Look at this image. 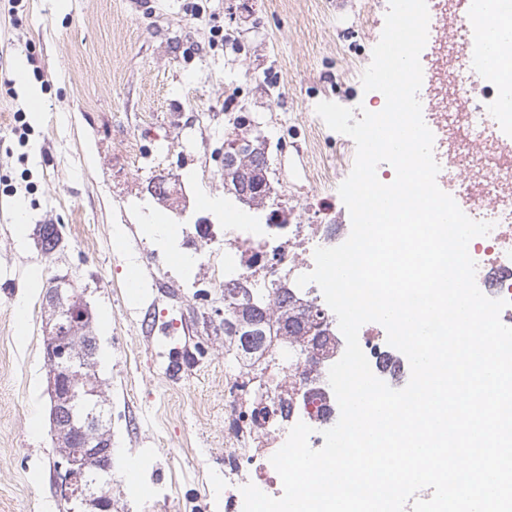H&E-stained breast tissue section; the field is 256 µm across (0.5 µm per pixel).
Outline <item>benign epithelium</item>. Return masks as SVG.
<instances>
[{
    "label": "benign epithelium",
    "mask_w": 512,
    "mask_h": 512,
    "mask_svg": "<svg viewBox=\"0 0 512 512\" xmlns=\"http://www.w3.org/2000/svg\"><path fill=\"white\" fill-rule=\"evenodd\" d=\"M93 324L84 293L68 277H53L44 297L43 331L60 489L67 500L79 502L88 512H112V499L94 492L96 479L77 481L90 474L109 477L112 471V438L97 400Z\"/></svg>",
    "instance_id": "7a95c632"
}]
</instances>
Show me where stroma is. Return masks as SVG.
<instances>
[{"label": "stroma", "mask_w": 512, "mask_h": 512, "mask_svg": "<svg viewBox=\"0 0 512 512\" xmlns=\"http://www.w3.org/2000/svg\"><path fill=\"white\" fill-rule=\"evenodd\" d=\"M23 0L0 8V512H70L54 487L43 297L69 275L94 313L99 371L114 453L135 457L136 482L113 468L112 512H144V498L177 497L180 512H224V301L198 265L183 275L168 250L139 229L138 204L156 215L188 208L173 180L208 165L205 196L224 210L226 109L245 113L265 140L278 188L261 212L295 194L305 224H346L337 187L311 188L299 149L335 159L343 136L315 106L333 101L372 112L383 94L361 75L381 37L389 0ZM213 19H193L195 8ZM228 38L211 40V25ZM35 84L37 99L21 96ZM212 115L200 128L196 115ZM30 129L27 141L15 133ZM137 138L153 156L128 165L114 144ZM163 173L168 199L146 184ZM57 225L64 246L44 257L14 226ZM145 288L129 304L125 280ZM27 320L18 325V305Z\"/></svg>", "instance_id": "1"}]
</instances>
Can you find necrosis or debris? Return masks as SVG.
<instances>
[{"label": "necrosis or debris", "mask_w": 512, "mask_h": 512, "mask_svg": "<svg viewBox=\"0 0 512 512\" xmlns=\"http://www.w3.org/2000/svg\"><path fill=\"white\" fill-rule=\"evenodd\" d=\"M452 78L454 115L442 112V103L429 101L428 126L434 135L433 155L438 163L455 159L459 194L468 203V215L492 223L491 232L470 243L469 254L477 265L476 283L493 299L507 300L500 318L512 323V113L490 111L500 95L495 80L476 67L456 75L448 73L446 56H435L431 81ZM351 231L347 224H287L282 215L266 216L261 224H228L221 236L199 231L201 244L194 259L182 260L183 272L207 263L213 287L233 283L258 291L290 289L297 306H315L323 317L321 328L333 347L325 359H310L284 347L277 361L268 357L241 358L224 374V509L243 512L241 488L255 484L270 496H278L282 483L271 463L285 443L290 429L304 422L312 429L311 448L324 444L323 432L334 426L340 410L328 381L330 367L345 350V339L335 314L316 284L298 287L297 278L314 268V251L343 243ZM359 344L373 373L391 388L407 385V360L387 343L384 327L368 322L359 330ZM267 385L251 398L255 377ZM287 401L290 413L280 418L276 408Z\"/></svg>", "instance_id": "1"}]
</instances>
